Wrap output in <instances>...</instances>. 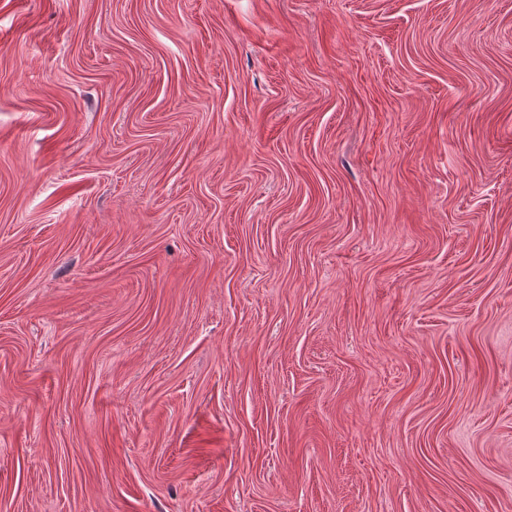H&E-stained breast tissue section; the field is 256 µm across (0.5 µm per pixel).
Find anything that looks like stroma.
<instances>
[{"label": "stroma", "instance_id": "35a3bbf8", "mask_svg": "<svg viewBox=\"0 0 512 512\" xmlns=\"http://www.w3.org/2000/svg\"><path fill=\"white\" fill-rule=\"evenodd\" d=\"M0 512H512V0H0Z\"/></svg>", "mask_w": 512, "mask_h": 512}]
</instances>
